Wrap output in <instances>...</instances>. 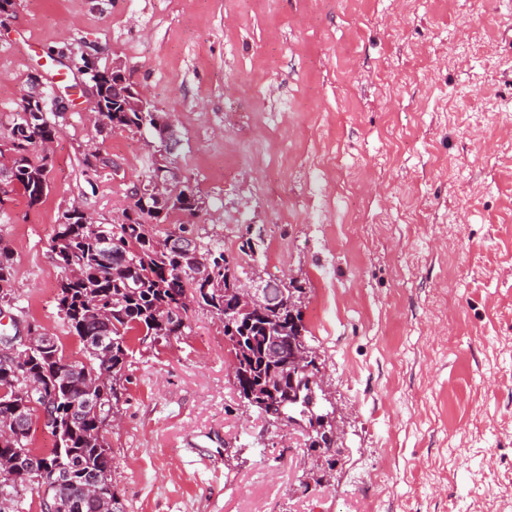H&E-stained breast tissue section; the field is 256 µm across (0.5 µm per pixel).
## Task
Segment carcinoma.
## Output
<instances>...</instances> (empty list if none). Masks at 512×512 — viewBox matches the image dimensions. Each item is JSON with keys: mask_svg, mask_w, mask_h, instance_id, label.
<instances>
[{"mask_svg": "<svg viewBox=\"0 0 512 512\" xmlns=\"http://www.w3.org/2000/svg\"><path fill=\"white\" fill-rule=\"evenodd\" d=\"M98 104L105 127L150 130L160 138L167 127L157 119L162 112H124L121 90L107 70H101L96 84ZM60 118L59 101L53 109L30 110L20 99L15 111L0 116V177L22 188L29 204L42 202L49 187L51 159L44 156L41 142L56 133L49 116ZM132 202L113 224H87L77 211L65 210L58 224L54 248L55 260L64 273L57 294V308L68 332L79 338L83 359L68 360L55 336L48 337L46 349L31 351L28 367L15 369L9 355L0 356V427L9 429L0 435V512H29L19 497V488L36 486L43 492L42 510L50 512L54 501L58 512H127L113 479L112 451L100 434V426L117 408L118 387L128 365L127 336L143 333L141 340L157 342L182 334L185 323L171 315L185 308L184 299L224 319L231 311L233 320L224 324V339L235 363L234 377L246 390H278L282 410L303 413L306 394L288 402L289 378L284 376L288 356L303 346L308 330L301 312L291 315L288 298L303 294L294 282L277 278L261 281L262 299L249 304L228 295L227 277L237 280L244 269L233 264L219 243L204 242L181 235L157 237L151 229L172 214L195 216L203 200L189 181L167 195L142 193L131 195ZM14 252L0 241V303L12 301ZM209 266L211 274L195 281L200 267ZM279 339L281 358L268 357L272 338ZM107 357L112 381L99 410L78 414L72 402L83 399L87 388L103 372L101 357ZM30 381H37L51 391L50 402L59 424L50 429L55 448L48 455L32 449L30 426L35 413L20 405L18 393ZM100 477L99 491L85 494L88 478Z\"/></svg>", "mask_w": 512, "mask_h": 512, "instance_id": "carcinoma-1", "label": "carcinoma"}]
</instances>
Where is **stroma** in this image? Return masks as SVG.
<instances>
[{
  "label": "stroma",
  "mask_w": 512,
  "mask_h": 512,
  "mask_svg": "<svg viewBox=\"0 0 512 512\" xmlns=\"http://www.w3.org/2000/svg\"><path fill=\"white\" fill-rule=\"evenodd\" d=\"M121 62L179 132L199 190L172 215L247 272L302 285L339 429L333 457L245 405L222 323L142 342L107 435L127 512H512V10L501 0H17L0 16V114L39 75L67 106L49 189L0 192L15 323L82 346L58 314L62 213L117 221L150 180V132L89 123L83 52ZM112 166L89 169V141ZM259 233L257 257L238 249ZM448 294L447 322L433 306Z\"/></svg>",
  "instance_id": "35a3bbf8"
}]
</instances>
